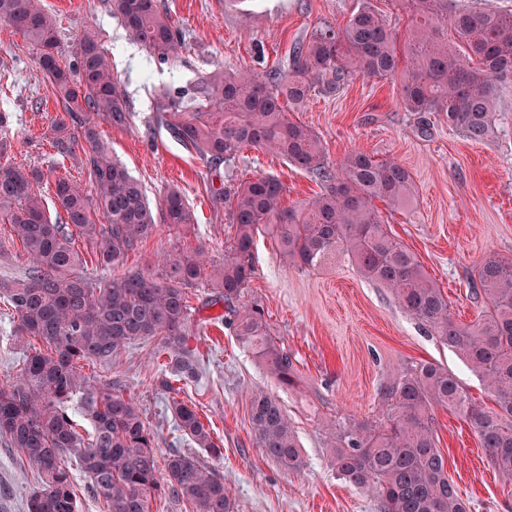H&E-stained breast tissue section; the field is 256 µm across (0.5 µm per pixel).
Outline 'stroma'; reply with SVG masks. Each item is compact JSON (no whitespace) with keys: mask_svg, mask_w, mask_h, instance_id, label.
<instances>
[{"mask_svg":"<svg viewBox=\"0 0 512 512\" xmlns=\"http://www.w3.org/2000/svg\"><path fill=\"white\" fill-rule=\"evenodd\" d=\"M183 39L179 57L169 60L142 48L112 11V0H41L60 20V46L70 55L76 35L89 29L107 48L112 73L133 109L129 126L100 124L98 131L113 157L142 183L151 208L167 192L179 190L197 222L184 232L160 227L137 251L128 270H161V259L186 247L203 246L212 264L224 259V207L216 191L231 177L277 176L286 187L284 205L314 198L319 184L308 172L263 150L246 151L235 170L208 169L159 117L162 93L188 97L203 76L217 70L258 72L287 63L294 44L309 39L321 24H341L361 0H160ZM37 52L20 35L0 26V111L9 113L10 142L0 163L54 169L87 184L76 157L57 161L48 132L63 107L36 60ZM400 78L355 77L330 96H315L290 114L320 137L328 164L339 166L354 149L391 160L414 178L412 211L378 210L385 227L413 252L447 296L453 316L472 322L481 311L469 297L468 282L490 250L512 256V92L502 102L494 135L475 142L449 128L446 119L428 114L427 133L417 115L399 106ZM254 277L248 297L260 302L274 340L298 368L293 388L279 386L239 347L224 325L223 305H209L206 282L190 289L194 319L203 327L190 337L201 367L191 382L160 384L167 352L157 340L131 343L112 363L83 371L95 384L111 386L133 399L160 434L159 457L180 451L196 455L223 475L236 512H379L376 499L339 479L330 465L329 432L341 422H363L380 406V392L406 366L433 362L455 374L472 399L488 404L483 381L460 355L395 300L390 289L362 278L345 257L316 269L285 263L270 236L256 235ZM12 315L0 310V383L15 378L29 342L11 336ZM263 388L284 406L291 419L305 467L281 471L256 443L250 427L249 398ZM178 398L195 405L210 425L220 455L190 443L176 431L165 404ZM439 447L448 472L475 512H512V496L488 462L471 428L448 409L436 411ZM39 481L24 455L0 437V512H23L27 491Z\"/></svg>","mask_w":512,"mask_h":512,"instance_id":"stroma-1","label":"stroma"}]
</instances>
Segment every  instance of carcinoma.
I'll return each mask as SVG.
<instances>
[{
  "instance_id": "cac0c4a2",
  "label": "carcinoma",
  "mask_w": 512,
  "mask_h": 512,
  "mask_svg": "<svg viewBox=\"0 0 512 512\" xmlns=\"http://www.w3.org/2000/svg\"><path fill=\"white\" fill-rule=\"evenodd\" d=\"M401 2L414 18L404 36L370 0H361L346 23L319 26L294 45L283 70L210 74L188 103L163 94L161 111L173 120L176 137L208 167L231 166L244 151L262 149L312 174L321 193L292 208L283 206L286 189L274 175L236 182L215 198L227 205L223 263L207 268L199 247L165 257L161 273L147 268L99 281L78 272L84 258L71 247L73 235L92 245L100 265L115 269L158 231V223L186 230L196 223L194 211L172 189L155 218L142 185L100 140L98 121L124 128L132 107L98 38L83 32L67 63L57 51L53 14L38 0H0V23L36 48L63 105L64 114L49 129L52 147L64 158L73 156L71 127L82 129L80 163L91 186L87 193L39 168L0 167V223L10 226L28 262L23 277L0 279V297L12 308V336L50 346L26 354L16 378L0 384V434L40 477L26 493V512H78L66 458L76 459L109 512H150L159 492L192 512H235L224 478L194 455L174 452L160 469L156 434L140 408L112 386L91 383L78 362L112 363L132 342L156 338L168 350L171 376L194 380L198 359L187 342L201 324L192 322L187 290L206 275L211 304L224 303V323L243 348L278 384L294 386L292 357L271 336L264 307L246 300L261 228L292 266L314 268L338 254L347 257L362 277L389 288L430 334L458 352L493 397V406L485 408L447 369L412 365L381 391L378 419L338 424L331 444L336 474L374 494L381 512H473L438 446L435 410L443 407L470 426L503 484L512 485V257L491 251L480 260L469 288L482 311L471 323L457 322L448 297L389 235L375 206L379 200L393 211L409 208L410 172L360 150L334 168L312 128L288 117L290 109L337 92L355 75H400L403 111L439 112L448 127L475 142L494 133L512 80V9L461 6L457 0ZM113 5L142 46L164 60L182 51L180 33L159 0ZM446 24L453 29L452 44L439 35ZM74 404L91 421L84 434ZM169 410L175 428L197 447L220 452L194 407L174 399ZM250 423L257 444L281 470L303 469L294 427L273 395L252 393Z\"/></svg>"
}]
</instances>
